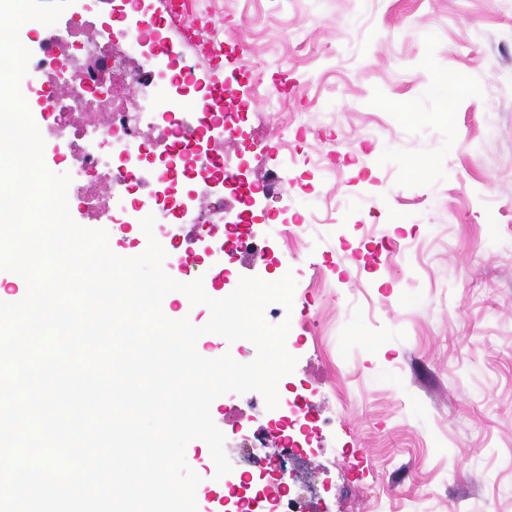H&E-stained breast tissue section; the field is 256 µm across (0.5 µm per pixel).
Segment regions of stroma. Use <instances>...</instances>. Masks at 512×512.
<instances>
[{"mask_svg":"<svg viewBox=\"0 0 512 512\" xmlns=\"http://www.w3.org/2000/svg\"><path fill=\"white\" fill-rule=\"evenodd\" d=\"M248 51L228 156L302 218L247 230L244 276L296 281L280 395L322 426L290 465L309 512H512V0H203ZM288 86L278 90L281 70ZM321 319L326 335L307 323ZM229 460L267 432L260 393L217 398Z\"/></svg>","mask_w":512,"mask_h":512,"instance_id":"35a3bbf8","label":"stroma"}]
</instances>
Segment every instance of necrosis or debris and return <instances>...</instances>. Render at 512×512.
<instances>
[{"mask_svg":"<svg viewBox=\"0 0 512 512\" xmlns=\"http://www.w3.org/2000/svg\"><path fill=\"white\" fill-rule=\"evenodd\" d=\"M200 2L184 0L182 18L172 21L168 0H157L155 12L166 19L163 33L181 44L166 62L147 58L131 67L130 58L153 43L154 34L124 27L100 39L87 15L78 24L44 28L49 51L31 59L28 71L51 92L53 133L70 148L72 188L89 220L107 215L137 224L151 214L176 249L182 246L179 225H223V235L210 238L204 249L220 267L227 253L257 251L241 230L260 191L245 183L241 164L224 161V107L167 110L139 94L149 83L167 86L177 97L196 85V71L206 61L185 41L183 23L199 14ZM228 188L239 191L243 204L234 224L224 221Z\"/></svg>","mask_w":512,"mask_h":512,"instance_id":"4bbe7bcc","label":"necrosis or debris"}]
</instances>
